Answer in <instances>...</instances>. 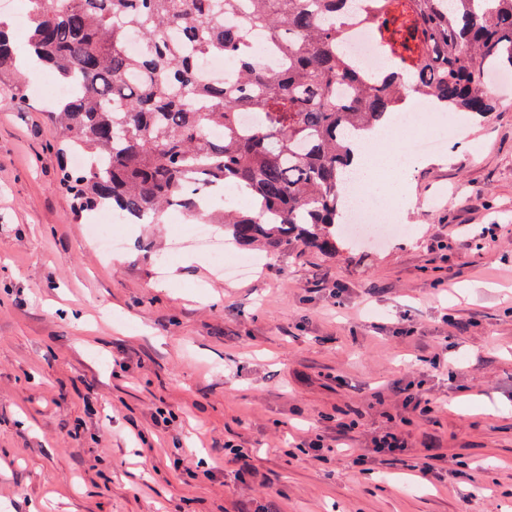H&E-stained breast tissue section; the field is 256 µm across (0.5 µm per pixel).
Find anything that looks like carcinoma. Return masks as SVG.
Instances as JSON below:
<instances>
[{"label":"carcinoma","mask_w":512,"mask_h":512,"mask_svg":"<svg viewBox=\"0 0 512 512\" xmlns=\"http://www.w3.org/2000/svg\"><path fill=\"white\" fill-rule=\"evenodd\" d=\"M345 2L27 0L34 69L73 87L50 118L59 150L86 158L63 174L78 211L196 218L199 200L233 182L253 206L211 220L233 243L336 253L349 134L392 120L409 96L482 117L495 107L488 68L512 70V0H357L394 58L377 74L345 50ZM256 29L269 40L261 62ZM224 55L234 81L197 78L200 60ZM17 61L0 29V81ZM247 110L261 119L244 127Z\"/></svg>","instance_id":"1"}]
</instances>
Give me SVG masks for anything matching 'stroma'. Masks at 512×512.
<instances>
[{"mask_svg": "<svg viewBox=\"0 0 512 512\" xmlns=\"http://www.w3.org/2000/svg\"><path fill=\"white\" fill-rule=\"evenodd\" d=\"M25 91L21 109L0 88V512H512V87L408 169L407 232L289 247L245 280L172 251L191 230L176 212L119 225L124 248L104 258L59 185L70 159L37 77ZM437 353L452 371L430 369ZM419 380L438 412L410 425L401 460L364 473L345 449L300 450L351 408L366 447L404 413L393 384ZM159 408L192 478L150 432ZM434 453L464 479L413 477ZM472 485L483 496L463 502Z\"/></svg>", "mask_w": 512, "mask_h": 512, "instance_id": "obj_1", "label": "stroma"}]
</instances>
